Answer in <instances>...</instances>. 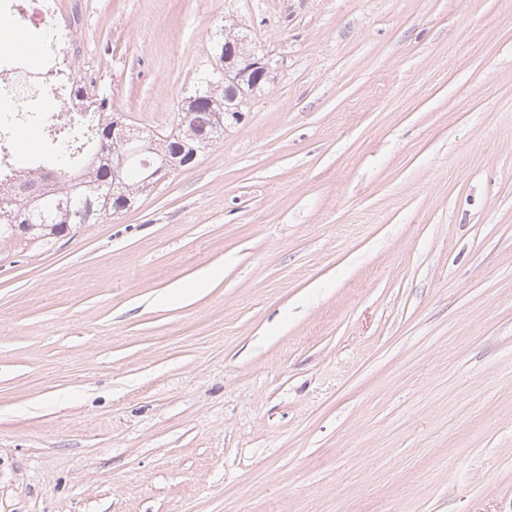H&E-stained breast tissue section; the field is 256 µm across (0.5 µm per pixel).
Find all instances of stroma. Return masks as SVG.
<instances>
[{"mask_svg": "<svg viewBox=\"0 0 512 512\" xmlns=\"http://www.w3.org/2000/svg\"><path fill=\"white\" fill-rule=\"evenodd\" d=\"M171 130L214 38L277 62L131 210L0 241V512H512V0H51Z\"/></svg>", "mask_w": 512, "mask_h": 512, "instance_id": "35a3bbf8", "label": "stroma"}]
</instances>
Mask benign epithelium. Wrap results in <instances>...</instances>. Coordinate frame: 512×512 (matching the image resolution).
I'll return each instance as SVG.
<instances>
[{
	"label": "benign epithelium",
	"instance_id": "benign-epithelium-1",
	"mask_svg": "<svg viewBox=\"0 0 512 512\" xmlns=\"http://www.w3.org/2000/svg\"><path fill=\"white\" fill-rule=\"evenodd\" d=\"M218 64L215 73L224 77V99L229 102L225 109V124H234L243 118L244 108L252 95L260 88L259 76L268 77L272 72L269 57L253 52L245 54L241 42L228 41L217 53ZM119 142L123 150L112 153V188H119L125 182V175L134 161H139L141 184L149 187L169 172L193 163L201 150L199 146L179 143V147L167 154L155 148V141L131 132L125 119L119 113L112 114V124L105 131L101 141L103 150L107 142Z\"/></svg>",
	"mask_w": 512,
	"mask_h": 512
}]
</instances>
